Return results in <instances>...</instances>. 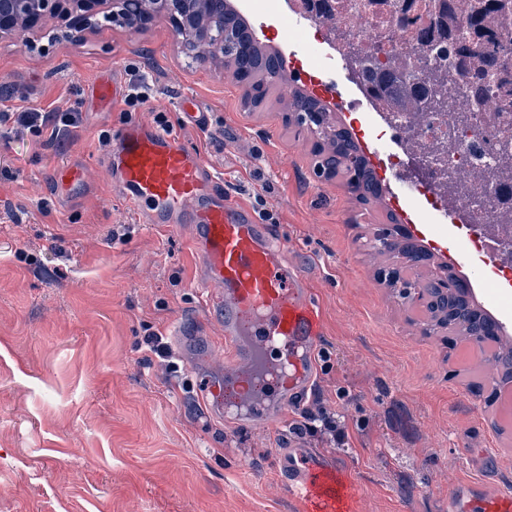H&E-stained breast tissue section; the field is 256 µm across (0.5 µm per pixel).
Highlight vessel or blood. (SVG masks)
<instances>
[{"label":"vessel or blood","mask_w":512,"mask_h":512,"mask_svg":"<svg viewBox=\"0 0 512 512\" xmlns=\"http://www.w3.org/2000/svg\"><path fill=\"white\" fill-rule=\"evenodd\" d=\"M86 85L111 107L126 95L122 81L100 71ZM178 108L184 123L209 127L210 115L194 95L183 94ZM111 141L102 167L112 189L133 205L137 223L190 232L197 286L221 329V343L209 353L225 362L223 377L206 385L205 410L236 412L246 429L271 426L315 381L326 313L310 279L289 262L287 240L269 232L241 199L225 193L221 173L179 134L135 116L114 127ZM84 179L81 166L65 163L43 191L60 198L68 185ZM277 467L301 512H357L358 484L340 462L283 448ZM451 509L512 512V493L456 498Z\"/></svg>","instance_id":"1"}]
</instances>
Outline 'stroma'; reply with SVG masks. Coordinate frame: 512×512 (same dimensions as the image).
Wrapping results in <instances>:
<instances>
[{
    "instance_id": "1",
    "label": "stroma",
    "mask_w": 512,
    "mask_h": 512,
    "mask_svg": "<svg viewBox=\"0 0 512 512\" xmlns=\"http://www.w3.org/2000/svg\"><path fill=\"white\" fill-rule=\"evenodd\" d=\"M256 23L285 54L321 57L278 11ZM104 67L149 82L148 100L101 111L84 82ZM327 77L348 104L337 120L387 141L366 108L351 109L358 91L342 66ZM181 92L211 114L189 140L288 241L326 312L314 390L267 429L203 413L204 380L219 370L206 348L220 330L194 286L189 234L136 223L100 166L101 135L127 114L178 130ZM241 94L223 71L187 66L165 22L76 32L51 20L0 36V113L76 115L52 141L0 125V512H298L275 466L293 444L355 472L360 512H448L463 486L512 490V421L469 390L486 379L483 351L425 333L424 308L377 280L383 261L365 248L384 209L342 178H315L312 140L296 138L281 105L249 112ZM66 162L84 165L87 183L43 197ZM152 331L169 358L145 347Z\"/></svg>"
}]
</instances>
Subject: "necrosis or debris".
Masks as SVG:
<instances>
[{"mask_svg": "<svg viewBox=\"0 0 512 512\" xmlns=\"http://www.w3.org/2000/svg\"><path fill=\"white\" fill-rule=\"evenodd\" d=\"M334 13L337 30L353 35L349 42L332 36L326 40L328 48L342 58H350L356 49L378 48L384 56H402L418 67L433 59L414 42L415 30L428 23L423 0H417L410 13L413 26L402 30L390 14H373L366 0H337ZM456 101L471 113L470 124H459L445 112H384L380 118L403 153L424 160L416 185L429 189L448 209L463 212L465 221L456 227L457 238L483 267L487 286L505 300L512 296L507 290L512 281V239L491 237L487 229L512 228V211L499 206L498 188L488 174L512 163V111H502L495 95L477 104L461 90Z\"/></svg>", "mask_w": 512, "mask_h": 512, "instance_id": "obj_1", "label": "necrosis or debris"}]
</instances>
